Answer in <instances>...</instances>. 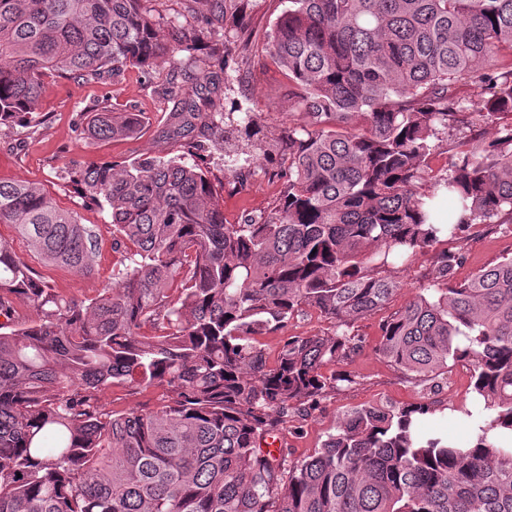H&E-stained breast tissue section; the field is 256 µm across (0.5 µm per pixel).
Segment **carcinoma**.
I'll list each match as a JSON object with an SVG mask.
<instances>
[{
    "label": "carcinoma",
    "instance_id": "carcinoma-1",
    "mask_svg": "<svg viewBox=\"0 0 512 512\" xmlns=\"http://www.w3.org/2000/svg\"><path fill=\"white\" fill-rule=\"evenodd\" d=\"M243 3L185 0V23L167 24L145 0H0V125L31 122L48 74L150 78L168 60L157 92L179 101L174 129L223 130L234 178L256 156L229 147L230 127L288 161L278 206L241 224L224 223L191 145L168 159L70 161L124 249L92 299L57 295L0 241V512H512V256L456 282L463 255L436 252L445 287L422 289L375 347L430 389L448 362L471 367L487 416L472 446L420 434L423 402L353 408L300 462L260 447L337 390L336 365L363 349L350 329L400 290L389 271L476 225L512 223V0H288L261 51L288 78L301 124L274 139L234 119V102L198 105L225 87L230 60L250 66ZM203 46L219 69L201 84L175 56L192 62ZM468 82L483 91L472 115L496 137L457 142L426 196L442 134L467 123ZM87 119L101 139L141 125L138 112ZM0 224L45 262L92 272L95 232L42 186L0 181ZM310 310L331 331L288 336L269 358L259 337ZM124 384L160 388L162 403L105 407L100 394Z\"/></svg>",
    "mask_w": 512,
    "mask_h": 512
}]
</instances>
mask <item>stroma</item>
Instances as JSON below:
<instances>
[{
    "label": "stroma",
    "mask_w": 512,
    "mask_h": 512,
    "mask_svg": "<svg viewBox=\"0 0 512 512\" xmlns=\"http://www.w3.org/2000/svg\"><path fill=\"white\" fill-rule=\"evenodd\" d=\"M229 82V92L211 95L203 104V111H223L224 99L229 96L238 99L253 122L265 130L273 132L287 125L294 101L288 95L287 78L268 57L252 55L249 69L230 73ZM44 85L38 126L0 125V180L42 183L55 204L76 213L81 223L93 228L96 233L93 270L82 274L45 263L9 224H0V240L8 242L18 257L58 294L90 299L111 283L112 271L118 267L122 254L112 247L109 213L86 203L65 179V167L72 160L126 164L135 159L180 155L183 140L172 134L169 121L179 104L155 92L152 84L144 82L135 69L105 84L49 76ZM105 108L141 113L143 124L138 133L129 138L100 140L77 129L81 113ZM190 137L198 144V153L208 164L209 176L220 189L225 223H243L245 218L267 213L278 204L283 181L277 178L276 172L285 165L280 152L268 151L239 184L234 178L225 177L224 157L216 149L210 131L198 127L191 131ZM449 248L465 257L464 263L454 271L455 281L466 280L479 269L512 255V223L472 228L460 240L451 242ZM433 254L430 248L418 252L399 268L401 291L382 310L356 323L354 331L364 338V350L355 363L336 367L337 374L351 375V382L341 383L339 391L328 394L300 423L284 424L279 451L288 461H301L312 455L328 434L336 432L343 414L354 407L407 408L422 402L424 394L420 388L406 383L398 371L375 354L374 347L384 321L420 289L432 286ZM470 380L468 366L460 363L449 366L437 394L439 404L434 414L426 418L428 430L461 444H472L474 427L470 415L479 406L470 392Z\"/></svg>",
    "instance_id": "35a3bbf8"
}]
</instances>
